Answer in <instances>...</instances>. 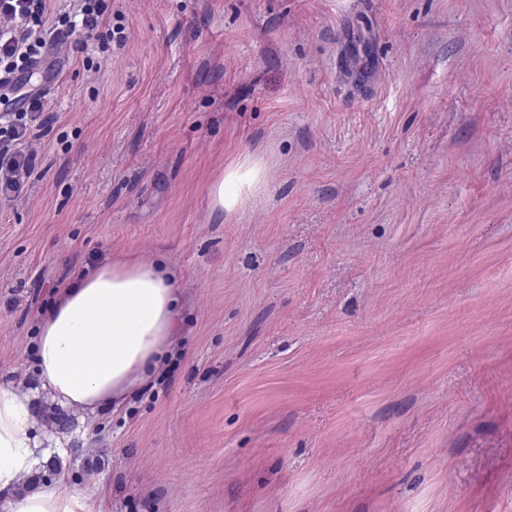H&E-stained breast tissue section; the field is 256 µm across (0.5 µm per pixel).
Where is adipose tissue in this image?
<instances>
[{
	"label": "adipose tissue",
	"mask_w": 512,
	"mask_h": 512,
	"mask_svg": "<svg viewBox=\"0 0 512 512\" xmlns=\"http://www.w3.org/2000/svg\"><path fill=\"white\" fill-rule=\"evenodd\" d=\"M261 182L258 165L229 170L214 184L216 208L243 203ZM179 297L159 260L131 256L107 262L60 287L42 316L35 345L40 388L78 411L123 404L143 386L178 332ZM47 437L32 397L0 378V512H101L65 481L21 493L23 480L48 460Z\"/></svg>",
	"instance_id": "obj_1"
}]
</instances>
